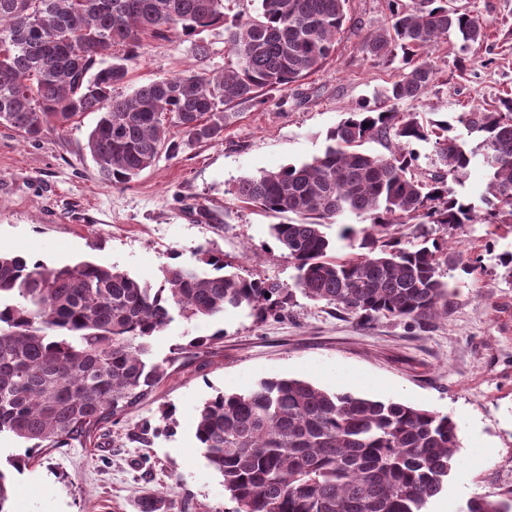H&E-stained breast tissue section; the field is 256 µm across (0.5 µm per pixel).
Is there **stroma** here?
Returning a JSON list of instances; mask_svg holds the SVG:
<instances>
[{"label":"stroma","instance_id":"stroma-1","mask_svg":"<svg viewBox=\"0 0 512 512\" xmlns=\"http://www.w3.org/2000/svg\"><path fill=\"white\" fill-rule=\"evenodd\" d=\"M389 0H348L347 21L332 57L285 91L266 92L262 105L235 107L219 141L201 142L177 157H160L128 184L99 178L87 142L100 115L89 112L38 141L0 126V253L34 255L56 265L90 261L116 266L159 285L170 254L191 264L199 249L223 253L245 275L292 283L295 270L269 234L273 216L234 200L238 181L325 148L326 136L361 100L380 102L396 77L400 55L375 60L365 36L388 24ZM479 15L487 42L460 53L455 41L431 52L434 83L401 112H435L456 122L461 113L512 97V0H451ZM207 60L194 36L148 37L130 70V86L204 67L219 73L231 57L223 28L204 32ZM486 225L454 233L428 225L430 238L454 236L465 254L480 257V275L444 267L454 294L448 319L426 327L378 317L363 323L322 302L297 297L283 311L257 315L229 310L215 320L176 319L152 340L166 373L151 394L100 432V446L43 448L13 472V512H134L137 497L166 493L174 512H233L223 479L195 438L196 413L220 391H243L259 380L292 377L337 391L339 375L365 379L359 394L394 399L451 415L460 439L477 448L451 474L449 512L475 495L512 490V281L498 256L512 234L488 246ZM197 336L210 348H189ZM174 408L173 432L150 446L129 442L142 424Z\"/></svg>","mask_w":512,"mask_h":512}]
</instances>
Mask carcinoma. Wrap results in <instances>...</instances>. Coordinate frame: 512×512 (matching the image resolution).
Instances as JSON below:
<instances>
[{"instance_id":"cac0c4a2","label":"carcinoma","mask_w":512,"mask_h":512,"mask_svg":"<svg viewBox=\"0 0 512 512\" xmlns=\"http://www.w3.org/2000/svg\"><path fill=\"white\" fill-rule=\"evenodd\" d=\"M259 13L224 27L235 66L162 77L115 93L128 81L147 36L193 35L224 20V0H0V124L28 140L100 113L87 147L108 186L128 183L193 145L223 138L233 104H265V89L319 70L333 55L346 0H260ZM453 37L465 52L487 37L476 14L448 0H390L388 24L365 38L367 55L403 51L384 96L417 99L434 81L430 49ZM368 127H363V124ZM445 119L361 102L327 134L324 150L300 164L245 177L236 201L296 220L269 225L296 270L291 285L227 272L221 253L162 266L158 287L116 266L30 262L0 254V436L39 448L82 445L152 392L164 375L150 339L176 318L215 319L230 309L263 315L296 294L361 319L395 317L417 325L448 317L453 293L442 265L455 255L434 240L407 247L400 226L512 225V98ZM182 139L170 137L171 129ZM477 143L468 147L465 137ZM434 140V170L415 174L417 142ZM388 153L362 149L369 142ZM488 171L486 211L448 188L475 157ZM360 237V252L336 254L324 232ZM160 425L128 435L144 445L171 432ZM195 438L220 473L233 512H429L458 465L459 426L448 414L295 378H267L245 392H219L197 409ZM12 478L0 468V512H9ZM167 496L138 498L136 512H171ZM460 512H512V495H476Z\"/></svg>"}]
</instances>
